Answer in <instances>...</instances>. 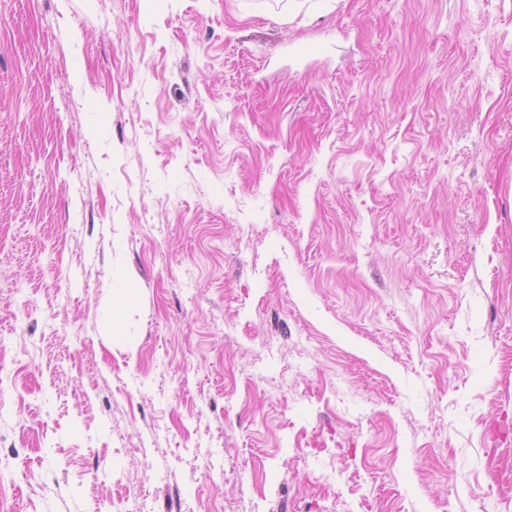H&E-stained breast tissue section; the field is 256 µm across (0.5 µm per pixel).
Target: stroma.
Masks as SVG:
<instances>
[{"mask_svg":"<svg viewBox=\"0 0 512 512\" xmlns=\"http://www.w3.org/2000/svg\"><path fill=\"white\" fill-rule=\"evenodd\" d=\"M0 384V512H512V0H0Z\"/></svg>","mask_w":512,"mask_h":512,"instance_id":"35a3bbf8","label":"stroma"}]
</instances>
